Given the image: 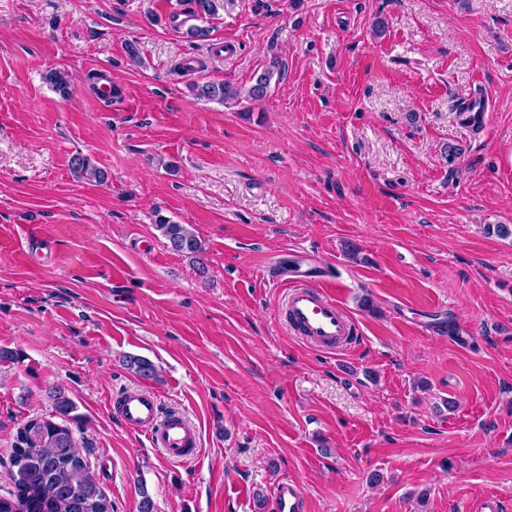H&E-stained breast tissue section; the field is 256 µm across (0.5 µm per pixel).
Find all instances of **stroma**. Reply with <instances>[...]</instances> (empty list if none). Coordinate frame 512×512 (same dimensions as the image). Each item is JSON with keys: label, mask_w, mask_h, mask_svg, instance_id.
<instances>
[{"label": "stroma", "mask_w": 512, "mask_h": 512, "mask_svg": "<svg viewBox=\"0 0 512 512\" xmlns=\"http://www.w3.org/2000/svg\"><path fill=\"white\" fill-rule=\"evenodd\" d=\"M275 58L261 101L191 91L247 89ZM470 97L477 129L458 121ZM79 154L106 182L77 176ZM160 216L193 227L206 275ZM501 225L512 0H221L204 19L189 0H0V348L21 356L0 362V495L19 424L58 386L113 512H137L141 483L154 512H255L285 480L312 512L512 506ZM291 251L355 320L353 349L280 323ZM143 385L197 427V458L169 461L120 420L115 400ZM194 95L198 98H205L208 100H219L223 102L225 99L234 98L237 96V91L225 85L214 81L195 82L191 85Z\"/></svg>", "instance_id": "35a3bbf8"}]
</instances>
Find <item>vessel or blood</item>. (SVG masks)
<instances>
[{"instance_id":"1","label":"vessel or blood","mask_w":512,"mask_h":512,"mask_svg":"<svg viewBox=\"0 0 512 512\" xmlns=\"http://www.w3.org/2000/svg\"><path fill=\"white\" fill-rule=\"evenodd\" d=\"M302 268L293 269L281 282L276 306L291 333L320 351L335 354L355 344L358 329L326 285L313 283ZM120 419L131 429L144 432L153 447L165 457L180 462L197 456L199 433L181 414L161 416L157 396L145 388L124 392L115 404ZM273 512H309L310 505L300 486L280 483L273 494Z\"/></svg>"}]
</instances>
